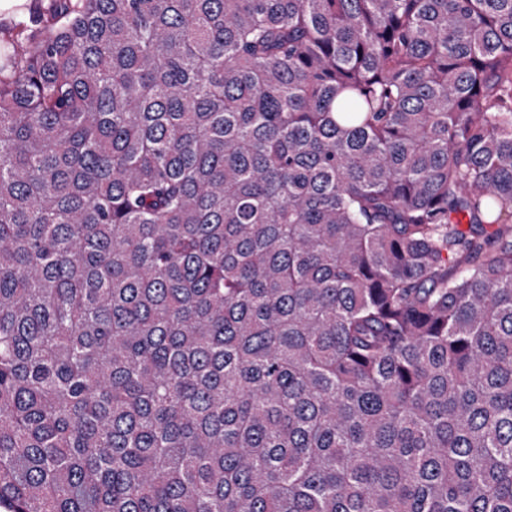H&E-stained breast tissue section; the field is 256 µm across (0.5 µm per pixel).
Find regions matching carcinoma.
Returning <instances> with one entry per match:
<instances>
[{
	"label": "carcinoma",
	"mask_w": 512,
	"mask_h": 512,
	"mask_svg": "<svg viewBox=\"0 0 512 512\" xmlns=\"http://www.w3.org/2000/svg\"><path fill=\"white\" fill-rule=\"evenodd\" d=\"M0 512H512V0H53Z\"/></svg>",
	"instance_id": "obj_1"
}]
</instances>
